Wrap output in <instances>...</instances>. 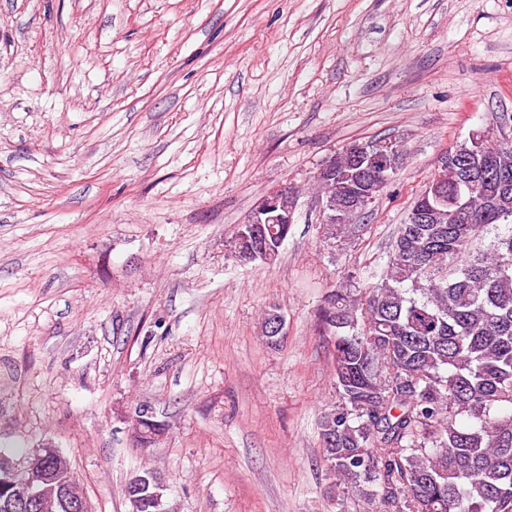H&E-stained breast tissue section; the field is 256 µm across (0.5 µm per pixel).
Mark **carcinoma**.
Instances as JSON below:
<instances>
[{"label":"carcinoma","mask_w":512,"mask_h":512,"mask_svg":"<svg viewBox=\"0 0 512 512\" xmlns=\"http://www.w3.org/2000/svg\"><path fill=\"white\" fill-rule=\"evenodd\" d=\"M455 150L448 184L412 205L428 221L399 225L367 298L341 284L317 312L338 395L322 454L367 512H512V143L476 132ZM354 220L322 225L324 239L356 236ZM266 229L271 263L291 225ZM241 231L231 248L244 256ZM139 426L143 448L163 430L154 415ZM29 454L0 453V477ZM50 464L84 497L69 459Z\"/></svg>","instance_id":"1"}]
</instances>
